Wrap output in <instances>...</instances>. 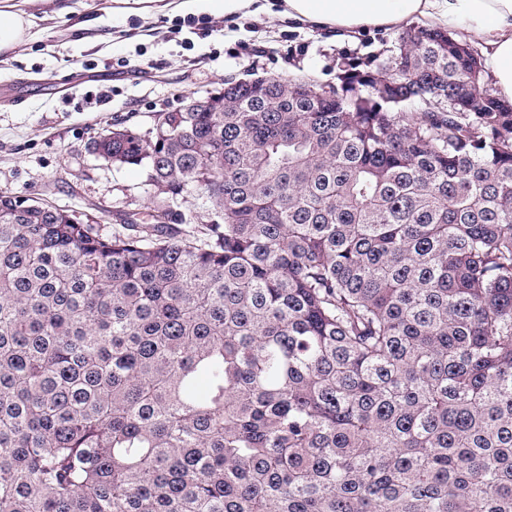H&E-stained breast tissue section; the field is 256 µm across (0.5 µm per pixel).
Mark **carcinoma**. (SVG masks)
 <instances>
[{"label": "carcinoma", "mask_w": 512, "mask_h": 512, "mask_svg": "<svg viewBox=\"0 0 512 512\" xmlns=\"http://www.w3.org/2000/svg\"><path fill=\"white\" fill-rule=\"evenodd\" d=\"M300 82L105 130L110 237L0 194V512H512V104L441 27ZM173 219L171 224H184L191 220L190 225L211 224L212 204L199 190L189 187L178 197L172 206Z\"/></svg>", "instance_id": "obj_1"}]
</instances>
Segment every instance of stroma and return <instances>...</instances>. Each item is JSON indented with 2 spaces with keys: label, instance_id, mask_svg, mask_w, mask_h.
Returning <instances> with one entry per match:
<instances>
[{
  "label": "stroma",
  "instance_id": "35a3bbf8",
  "mask_svg": "<svg viewBox=\"0 0 512 512\" xmlns=\"http://www.w3.org/2000/svg\"><path fill=\"white\" fill-rule=\"evenodd\" d=\"M30 20L28 40L0 56V193L95 218L111 235L142 221L157 194L145 167L115 165L88 144L115 125L148 135L160 112L223 91L226 81L303 77L327 85L346 63L392 47L396 30L348 36L274 15H144L141 0H8ZM260 55L248 53V46ZM108 91L101 102L99 91Z\"/></svg>",
  "mask_w": 512,
  "mask_h": 512
}]
</instances>
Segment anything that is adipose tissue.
Instances as JSON below:
<instances>
[{
  "mask_svg": "<svg viewBox=\"0 0 512 512\" xmlns=\"http://www.w3.org/2000/svg\"><path fill=\"white\" fill-rule=\"evenodd\" d=\"M177 8L227 16L274 11L288 21L339 34L428 17L436 26L479 38L502 99L512 103V0H179Z\"/></svg>",
  "mask_w": 512,
  "mask_h": 512,
  "instance_id": "obj_1",
  "label": "adipose tissue"
}]
</instances>
